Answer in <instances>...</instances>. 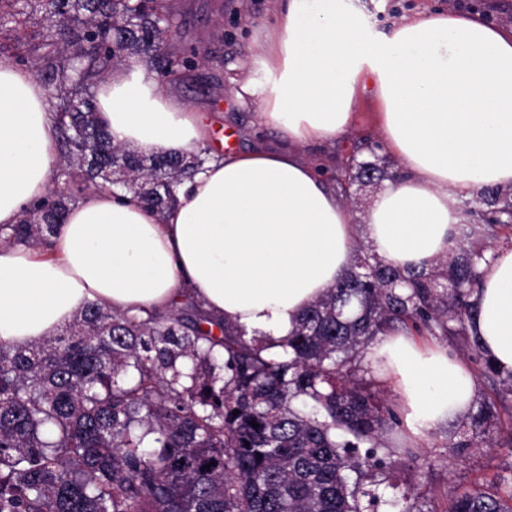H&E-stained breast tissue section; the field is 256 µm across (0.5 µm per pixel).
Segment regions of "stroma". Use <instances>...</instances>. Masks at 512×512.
I'll use <instances>...</instances> for the list:
<instances>
[{"mask_svg":"<svg viewBox=\"0 0 512 512\" xmlns=\"http://www.w3.org/2000/svg\"><path fill=\"white\" fill-rule=\"evenodd\" d=\"M368 19L372 34L388 32L402 16L424 9L453 10L481 14L489 23L512 25V0H353ZM275 0H178L179 39L188 46H204L213 64L189 72L178 95L195 107L212 114L219 131L234 132L235 149L274 146L273 132L260 127L250 108L237 104L234 79L245 76V64L256 35L254 23L270 18ZM369 113H359L349 138L323 146L326 157L358 152L361 160L372 161L399 174L398 162L384 152L378 140L368 139ZM463 420L448 422L424 438L420 446L427 457L404 461L387 470V484L381 485L379 512H402L404 496H419L423 512H444L449 498L460 488L493 485L500 491L512 489V449L506 445L512 427L501 426L494 434L493 447H472L449 453L450 441L458 440Z\"/></svg>","mask_w":512,"mask_h":512,"instance_id":"obj_1","label":"stroma"}]
</instances>
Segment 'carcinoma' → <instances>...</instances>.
<instances>
[{"instance_id": "cac0c4a2", "label": "carcinoma", "mask_w": 512, "mask_h": 512, "mask_svg": "<svg viewBox=\"0 0 512 512\" xmlns=\"http://www.w3.org/2000/svg\"><path fill=\"white\" fill-rule=\"evenodd\" d=\"M177 34V0H0V58L44 79L61 138L57 191L0 240L49 246L94 189H127L160 214L176 203L204 158L113 144L96 89L128 56L171 84L210 63ZM477 197L464 236L512 228V191ZM490 260L473 243L402 269L359 245L279 356L225 323L214 336L206 314L140 319L94 302L64 334L0 345V512H377L385 458L420 449L386 440L398 415L357 376L358 358L387 330L468 335ZM467 342L498 401L479 402L457 449L492 445L512 395V375ZM445 512H512V490L463 487Z\"/></svg>"}]
</instances>
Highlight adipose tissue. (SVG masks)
<instances>
[{"label": "adipose tissue", "instance_id": "adipose-tissue-1", "mask_svg": "<svg viewBox=\"0 0 512 512\" xmlns=\"http://www.w3.org/2000/svg\"><path fill=\"white\" fill-rule=\"evenodd\" d=\"M258 29L236 97L287 148L209 149L207 115L126 59L97 89L114 143L207 159L165 219L132 193L100 191L71 205L50 248L0 242V344L43 341L91 302L144 318L188 296L276 354L357 244L425 267L457 249L465 201L512 187V26L440 10L374 37L349 0H279ZM367 103L404 173L360 216L301 151L342 138ZM57 131L32 72L0 63V225L49 192ZM480 272L470 331L512 372V246ZM369 357L401 393L411 437L470 411L475 378L447 351L390 334Z\"/></svg>", "mask_w": 512, "mask_h": 512}]
</instances>
